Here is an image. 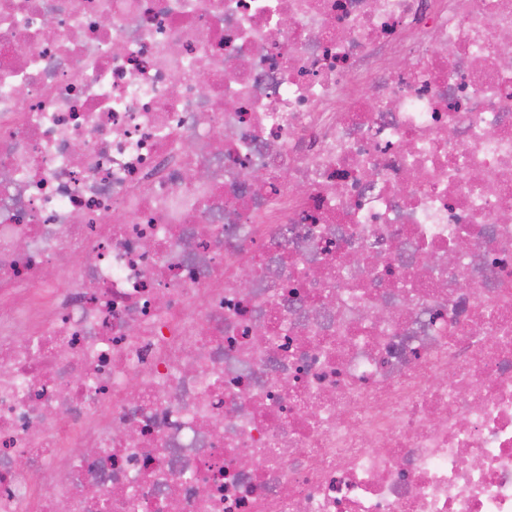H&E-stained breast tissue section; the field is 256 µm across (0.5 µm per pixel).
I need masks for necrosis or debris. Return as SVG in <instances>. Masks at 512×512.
Listing matches in <instances>:
<instances>
[{"mask_svg": "<svg viewBox=\"0 0 512 512\" xmlns=\"http://www.w3.org/2000/svg\"><path fill=\"white\" fill-rule=\"evenodd\" d=\"M508 39L0 0V512H512Z\"/></svg>", "mask_w": 512, "mask_h": 512, "instance_id": "necrosis-or-debris-1", "label": "necrosis or debris"}]
</instances>
